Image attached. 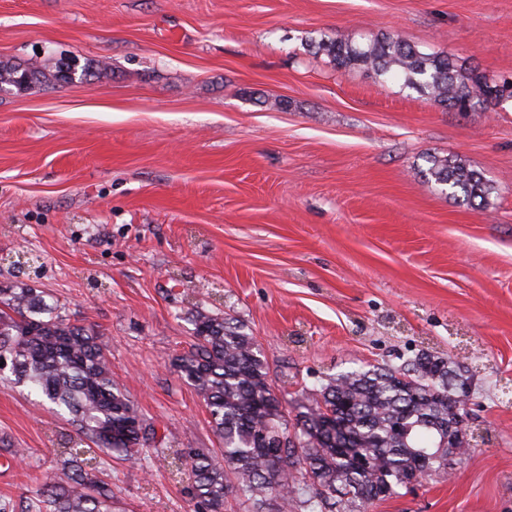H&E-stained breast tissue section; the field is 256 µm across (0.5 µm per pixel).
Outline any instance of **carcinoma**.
Instances as JSON below:
<instances>
[{"instance_id": "1", "label": "carcinoma", "mask_w": 512, "mask_h": 512, "mask_svg": "<svg viewBox=\"0 0 512 512\" xmlns=\"http://www.w3.org/2000/svg\"><path fill=\"white\" fill-rule=\"evenodd\" d=\"M340 69L362 68L392 79L445 109L474 112L512 99V80L487 77L399 34L317 43ZM86 64L57 62L53 78ZM47 79L36 65L0 62V89H26ZM425 175L467 203L489 204L490 187L462 162L433 156ZM195 341L172 361L178 377L203 399L224 444L219 462L197 448L174 451L171 465L191 470L200 512H224L230 496L258 509L290 512L307 495L310 512H326L341 495L362 505L383 500L448 468L441 427L449 421L448 361L423 352L401 368L357 369L307 398L288 431V412L268 382L266 362L244 327L217 314L193 316ZM29 385L69 416L76 436L60 440V467L40 494L44 512H112V488L99 476L95 451L131 461L156 430L113 378L107 346L67 322L62 307L25 283L0 288V370Z\"/></svg>"}]
</instances>
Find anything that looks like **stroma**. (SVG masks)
Instances as JSON below:
<instances>
[{
  "label": "stroma",
  "mask_w": 512,
  "mask_h": 512,
  "mask_svg": "<svg viewBox=\"0 0 512 512\" xmlns=\"http://www.w3.org/2000/svg\"><path fill=\"white\" fill-rule=\"evenodd\" d=\"M370 33L512 75V0H0V61L110 65L0 92V284L27 261L175 450L222 448L171 367L194 311L255 336L292 408L448 358L467 451L367 512H512V101L456 112L309 46ZM429 155L481 172L489 205L441 193ZM72 432L0 373V502H35ZM142 455L97 456L114 512H194L188 472Z\"/></svg>",
  "instance_id": "stroma-1"
}]
</instances>
